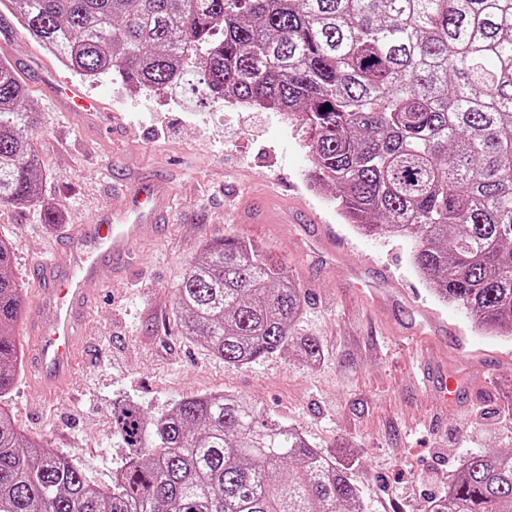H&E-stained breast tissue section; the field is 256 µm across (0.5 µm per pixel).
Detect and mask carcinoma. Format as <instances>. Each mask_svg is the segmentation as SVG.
Here are the masks:
<instances>
[{
  "label": "carcinoma",
  "instance_id": "1",
  "mask_svg": "<svg viewBox=\"0 0 512 512\" xmlns=\"http://www.w3.org/2000/svg\"><path fill=\"white\" fill-rule=\"evenodd\" d=\"M61 64L133 88L184 83L303 124L315 185L365 235L414 240L411 262L443 302L490 335L512 333V0H8ZM326 111H321V108ZM38 118L0 62V206L42 194ZM180 333L226 363L294 348L302 289L251 242L204 246L174 290ZM26 292L0 237V398L21 351ZM126 457L112 487L46 448L0 406V512H364L352 461L224 391L147 417L112 412ZM426 512H512V451L470 454Z\"/></svg>",
  "mask_w": 512,
  "mask_h": 512
}]
</instances>
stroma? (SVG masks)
Wrapping results in <instances>:
<instances>
[{"label":"stroma","instance_id":"35a3bbf8","mask_svg":"<svg viewBox=\"0 0 512 512\" xmlns=\"http://www.w3.org/2000/svg\"><path fill=\"white\" fill-rule=\"evenodd\" d=\"M18 71L40 118L37 150L43 193L62 220L39 210L0 207V234L15 247L14 270L31 287L36 265L75 224L99 210H121L124 192L145 177L173 188L160 236L134 247L123 280L90 284L95 301L73 379L55 398L33 394L18 378L0 404L26 433L73 455L84 475L107 488L125 458L112 411L131 400L150 415L183 398L228 390L252 400L314 447L353 455L365 512H422L475 452L512 448V336H488L461 307L441 302L411 264L413 240L354 231L339 216L330 187L311 188L306 136L281 113L188 98L182 89L129 90L116 76L89 78L60 65L24 32L0 38V58ZM55 73L99 98L106 114L88 130L64 112L41 77ZM118 113L119 132L108 116ZM285 199L276 224H250L242 210ZM332 227L339 259L311 250ZM227 236L263 249L305 295L294 330L318 337L316 363L277 352L247 366L224 363L179 336L174 289L204 245ZM379 275L397 301L359 290L355 271ZM425 306L455 336L412 333ZM457 381L448 398L434 376Z\"/></svg>","mask_w":512,"mask_h":512}]
</instances>
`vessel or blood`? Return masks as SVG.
<instances>
[{"instance_id": "vessel-or-blood-1", "label": "vessel or blood", "mask_w": 512, "mask_h": 512, "mask_svg": "<svg viewBox=\"0 0 512 512\" xmlns=\"http://www.w3.org/2000/svg\"><path fill=\"white\" fill-rule=\"evenodd\" d=\"M50 85L64 111L88 125L97 123V101L65 80L54 78ZM170 205L166 179L142 181L128 192L123 214L106 209L97 223L74 225L59 254L40 262L25 327L29 381L42 398H54L77 369L81 325L92 306L87 283L106 267L122 277L135 244L158 233Z\"/></svg>"}]
</instances>
